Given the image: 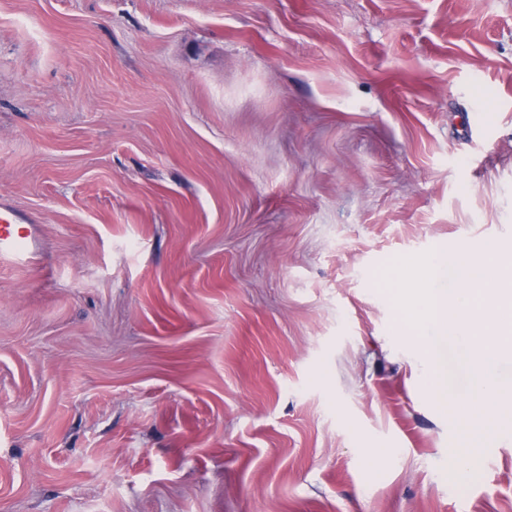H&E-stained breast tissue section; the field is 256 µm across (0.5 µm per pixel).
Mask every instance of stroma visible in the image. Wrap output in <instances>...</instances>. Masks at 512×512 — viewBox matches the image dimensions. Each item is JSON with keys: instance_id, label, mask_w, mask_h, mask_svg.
<instances>
[{"instance_id": "35a3bbf8", "label": "stroma", "mask_w": 512, "mask_h": 512, "mask_svg": "<svg viewBox=\"0 0 512 512\" xmlns=\"http://www.w3.org/2000/svg\"><path fill=\"white\" fill-rule=\"evenodd\" d=\"M2 201L0 512H512L371 280L512 242V0H0ZM24 221L12 205L1 203L0 267L25 269L40 263V225Z\"/></svg>"}]
</instances>
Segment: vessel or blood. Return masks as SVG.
Here are the masks:
<instances>
[{
	"label": "vessel or blood",
	"instance_id": "1",
	"mask_svg": "<svg viewBox=\"0 0 512 512\" xmlns=\"http://www.w3.org/2000/svg\"><path fill=\"white\" fill-rule=\"evenodd\" d=\"M41 261L39 225L25 223L9 204L0 205V267L28 268Z\"/></svg>",
	"mask_w": 512,
	"mask_h": 512
}]
</instances>
